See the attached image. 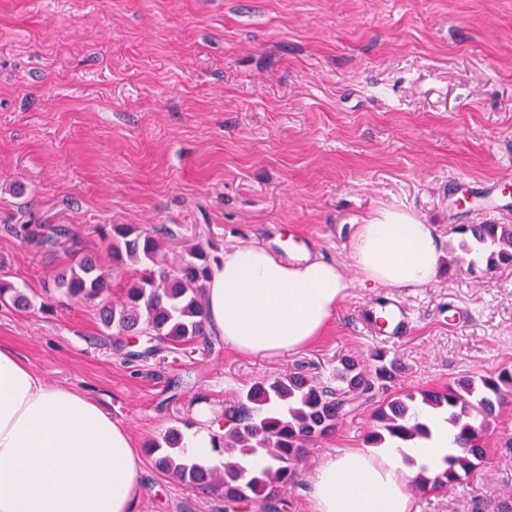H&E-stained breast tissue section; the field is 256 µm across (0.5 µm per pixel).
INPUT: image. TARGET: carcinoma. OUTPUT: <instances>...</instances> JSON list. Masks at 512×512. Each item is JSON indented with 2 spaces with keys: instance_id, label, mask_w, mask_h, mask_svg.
I'll list each match as a JSON object with an SVG mask.
<instances>
[{
  "instance_id": "cac0c4a2",
  "label": "carcinoma",
  "mask_w": 512,
  "mask_h": 512,
  "mask_svg": "<svg viewBox=\"0 0 512 512\" xmlns=\"http://www.w3.org/2000/svg\"><path fill=\"white\" fill-rule=\"evenodd\" d=\"M458 248L464 254H483L487 269L512 264V226L509 224H462ZM15 234L39 248L56 246L67 238L61 225L21 224ZM112 265L135 267L134 274L120 286L118 299H111L114 285L102 271L96 253L75 250V262L57 273L45 293L61 294L91 303L101 324L112 330L116 342L129 336L143 342V356L160 351V344L207 342L208 318L202 304L211 263L216 261L201 244L192 247L175 265H169L161 243L173 236L165 226L151 231L128 224H114L102 232ZM0 302L17 308L31 305L29 297L0 280ZM371 369L343 359L324 382L311 383L293 372L253 384L245 398L224 412L229 430L224 433L219 453L223 465H207L185 455L183 433L168 431L146 449L154 468L203 494L224 497L225 508L241 501L259 512H281L283 491L297 477V464L308 447L326 437L350 407L363 399L372 400L386 392L399 372L384 350L372 355ZM512 394V370L505 368L479 380L459 379L442 390L415 394L404 392L384 401L376 412V428L368 442L379 448H399L430 437V427L420 406L442 410L444 421L458 429L455 444L463 455L444 458V468L433 477L414 480L420 492L452 488L462 475L472 473L485 459V430Z\"/></svg>"
}]
</instances>
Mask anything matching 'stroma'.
Segmentation results:
<instances>
[{"label": "stroma", "mask_w": 512, "mask_h": 512, "mask_svg": "<svg viewBox=\"0 0 512 512\" xmlns=\"http://www.w3.org/2000/svg\"><path fill=\"white\" fill-rule=\"evenodd\" d=\"M386 212L433 225H512V0H0V279L33 302L0 305V344L51 384L94 396L138 448L215 424L255 382L326 380L341 357L386 348L395 392L512 368V266H441L421 288L364 282L350 244ZM65 226L111 267L100 232L165 224L172 254L256 245L337 262L350 286L319 341L243 356L217 334L131 359L92 307L44 285L68 245L24 243L16 224ZM405 302L412 332L384 345L369 310ZM468 318L457 321V311ZM376 402L299 462L285 512H306L326 455L363 448ZM487 457L412 512H485L512 498V397ZM140 512H225L224 500L143 465Z\"/></svg>", "instance_id": "1"}]
</instances>
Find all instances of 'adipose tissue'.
<instances>
[{"mask_svg":"<svg viewBox=\"0 0 512 512\" xmlns=\"http://www.w3.org/2000/svg\"><path fill=\"white\" fill-rule=\"evenodd\" d=\"M442 242L431 225L387 213L359 225L351 257L365 281L396 288L431 284ZM347 282L335 263H287L242 246L213 263L204 294L209 327L245 355L277 356L321 336ZM189 455L222 465L212 448L223 431L208 405L194 408ZM435 419L432 436L407 448H350L315 470L309 512H411L412 482L454 446ZM142 456L129 429L91 395L47 383L12 349L0 347V512H139Z\"/></svg>","mask_w":512,"mask_h":512,"instance_id":"obj_1","label":"adipose tissue"}]
</instances>
